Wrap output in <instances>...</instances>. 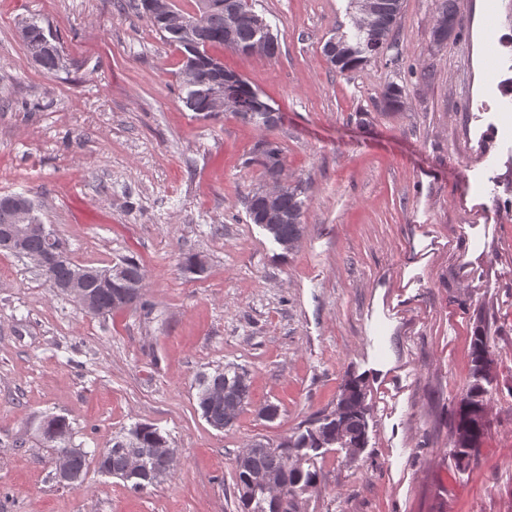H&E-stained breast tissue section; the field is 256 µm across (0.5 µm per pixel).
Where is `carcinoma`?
<instances>
[{
	"label": "carcinoma",
	"mask_w": 512,
	"mask_h": 512,
	"mask_svg": "<svg viewBox=\"0 0 512 512\" xmlns=\"http://www.w3.org/2000/svg\"><path fill=\"white\" fill-rule=\"evenodd\" d=\"M159 0H139L136 9L149 23V25L167 42L176 46L183 56V76L195 74L198 81L191 88L183 83L185 96L182 97L186 108L197 116L208 119L220 113L210 94L211 83L224 74V63L209 53V48L221 46L227 49L247 53V49L254 42L257 28L253 17L256 13L250 4L240 15L231 39L225 38L224 9L217 8L205 12L198 19V33L193 39L194 50L187 47L188 39L183 30L174 24L167 23L160 18L154 4ZM377 23L369 28L356 27V34L349 40L340 37L336 41V50L344 52L342 63L337 66L341 73H347L366 63L377 54L374 47L380 43H387L396 26L401 11L399 0H376ZM436 19L446 20L448 24L457 28L456 35H461L463 25L458 17L455 0H438L436 6ZM22 39L31 58L48 72L58 71L63 67L60 51L47 48V35L45 30L36 23H27L21 26ZM404 105V88L396 83L386 86L383 97V106L387 110H399ZM255 162L269 173V166L283 165V151L281 146L272 140H264L256 149ZM302 190L298 186H288L277 196L276 204L283 216V222L268 230L277 242H290L297 244L304 227L301 224L303 201L300 199ZM248 213L253 223H259V217L264 210L263 191L257 188L247 196ZM17 202L0 203V227L18 222ZM49 247L67 250L66 243L56 234L51 237L34 234L25 242L26 251L38 254ZM126 281H134L143 285L144 275L141 266L135 260L124 258L117 263ZM96 309L94 315H109L115 310L124 308L120 303L116 289L101 288L94 282H88ZM492 362L490 350L483 336L474 337L472 346V363L476 378L484 379L488 374ZM220 388L233 397L234 403L229 404L222 400L215 401L211 392ZM485 394L486 390L480 383H475L461 400L456 417L455 440L453 453L457 460L464 461L471 457L478 448L486 425L485 421ZM250 384L244 372L226 366L217 369L212 374L203 375L198 382L197 402L202 416L210 424L218 423L227 428L233 425L238 414L249 404ZM365 393L357 382L348 384L340 395L336 410L316 420V426L289 437L284 442L272 448L265 444L253 449L247 456L236 460V487L245 512H276L273 501L259 493L248 494L245 488L252 478L258 475H273L280 482L299 489L311 488L316 484L317 472L311 470L295 469L289 463L292 456L304 450L316 451L336 444V437L341 436L346 442L356 448L365 447L367 422L364 411ZM44 440L59 454L67 449L66 441L69 436V424L62 418H53L47 422L42 431ZM168 445V439L158 428L147 424H137L128 430L127 435L116 440L111 448L106 450V456L98 464L99 470L108 475L119 478L127 472L129 460L137 455L144 454L149 461V468L145 471L141 484L146 487L154 486L171 474L173 461L167 459L158 449ZM87 452L73 451L72 472L77 480L70 483L72 487L81 485L86 468Z\"/></svg>",
	"instance_id": "obj_1"
}]
</instances>
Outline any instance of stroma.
<instances>
[{"label": "stroma", "mask_w": 512, "mask_h": 512, "mask_svg": "<svg viewBox=\"0 0 512 512\" xmlns=\"http://www.w3.org/2000/svg\"><path fill=\"white\" fill-rule=\"evenodd\" d=\"M250 2L278 52L214 53L279 112L269 131L186 109L181 53L130 0H0V195L27 193L75 263L137 259L147 301L92 315L0 251V512H242L237 455L331 412L354 378L367 443L308 453L300 512H512V0H457L463 33L440 47L435 0H403L387 47L345 74L323 47L355 34L351 0ZM25 20L63 69L28 56ZM392 82L396 112L381 106ZM265 138L303 191L290 251L246 209ZM479 333L487 428L460 463ZM228 364L250 403L218 430L197 378ZM51 416L87 452L81 486L54 476ZM136 423L176 450L141 492L97 466Z\"/></svg>", "instance_id": "35a3bbf8"}]
</instances>
